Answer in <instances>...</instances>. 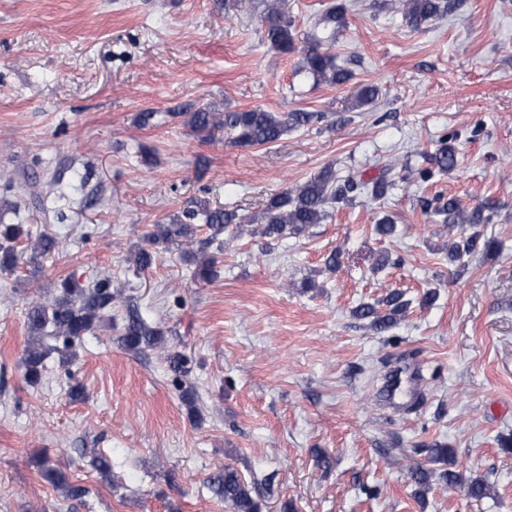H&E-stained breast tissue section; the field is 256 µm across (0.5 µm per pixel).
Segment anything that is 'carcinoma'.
Here are the masks:
<instances>
[{
	"label": "carcinoma",
	"mask_w": 512,
	"mask_h": 512,
	"mask_svg": "<svg viewBox=\"0 0 512 512\" xmlns=\"http://www.w3.org/2000/svg\"><path fill=\"white\" fill-rule=\"evenodd\" d=\"M266 2V40L283 52L296 49V36L290 22L284 19L282 0ZM403 16L413 27L439 18L448 11L446 0H404ZM319 23L336 34L347 27L346 8L339 4L327 9ZM302 68L318 83L327 85L343 84L352 78L351 71L338 64L332 46L316 38L302 47ZM315 117L313 112H289L279 114L263 108L248 111L212 112L199 108L186 113V124L196 133L224 129L231 135L233 143L239 147H255L274 143L288 131L308 124ZM454 137L440 142L436 151L428 158V166L415 170L413 177L423 183L433 180L438 174L453 168L456 161ZM405 170L398 162L390 160L383 164L379 176L365 181L353 177L340 179L333 168L327 167L318 175L302 184L294 191L284 190L272 196L264 209L263 224L257 230L262 237L275 238L287 233L299 234L312 224L321 223L327 216V207L333 204H347L362 193L375 200L384 199L395 177ZM447 216L448 224H489L493 213H485V207L471 210L463 208L455 199H450L438 208ZM239 215L210 206L209 200L198 198L193 206L179 215H173L153 225L145 235V245L138 248L132 262L136 270L150 269L155 262L158 246L170 245L180 239L195 236L196 225L205 224L214 234L226 233L233 237ZM29 237L21 224L0 225V271L10 272L16 263L13 243ZM479 234L461 238L448 246V260L456 261L464 254L471 253L477 245ZM186 261L195 265L194 276L200 281L209 282L215 275L216 260L208 257L199 261L191 253L185 254ZM122 301V289L112 286V278H99L86 286L72 281L63 282L58 291L40 301L34 302L27 312L26 328L28 340L23 350L21 363L24 367L25 382L35 387L46 372V360L53 352L70 354L82 336L98 328L112 312V306ZM384 310L374 304H361L353 314L360 320L369 321L372 329L385 332L403 319L408 312L409 301L398 292L389 293L383 300ZM165 330L160 323L151 325L141 316L132 315L122 325L119 341L128 351L140 353L153 348L163 341ZM169 368L176 374L182 397L190 412H196L195 390L184 383L192 372L191 360L180 352L167 357ZM428 461L432 464L448 465L453 461V449L445 444H436L428 449ZM42 474L51 478L57 485H64L74 498L83 494L79 485L68 483L66 474L58 467L41 461ZM448 485H458L466 495L482 499L490 494L491 484L483 478L464 480L460 473L448 468L438 472L433 468L418 467L411 471V479L419 492L429 489L433 477ZM209 486L218 498L228 503L234 512H263V504L256 495L253 483L247 481L241 472L231 464H226L209 477Z\"/></svg>",
	"instance_id": "obj_1"
}]
</instances>
